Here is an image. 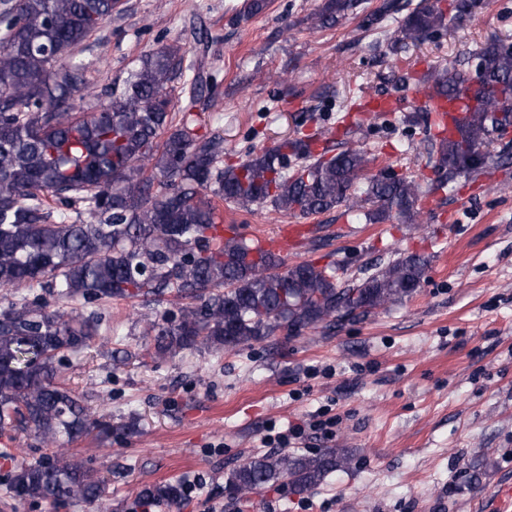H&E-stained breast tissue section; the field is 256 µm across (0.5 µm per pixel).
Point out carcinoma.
Masks as SVG:
<instances>
[{
	"label": "carcinoma",
	"instance_id": "cac0c4a2",
	"mask_svg": "<svg viewBox=\"0 0 512 512\" xmlns=\"http://www.w3.org/2000/svg\"><path fill=\"white\" fill-rule=\"evenodd\" d=\"M478 5L422 3L402 20L400 41L420 43L474 16ZM354 6L326 0L312 24L331 27ZM116 7V0H17L0 13L7 37L0 45V288L20 295L0 311V430H29L42 447L112 431L59 377L65 354L97 334L98 313L52 309V301L190 298L178 316L148 328L155 355L173 356L198 346L236 350L280 329L331 328L387 309L412 296L430 268L429 257L403 253L343 286L325 267L254 256L248 241L217 237L213 199L242 209L269 203L300 217L344 205L369 222L417 224L422 196L512 159L491 152L512 131V44L492 40L473 53L476 74L454 65L428 71L440 94L471 91L474 106L455 137L431 140L435 178L425 183L385 176L363 150L326 144L317 153L312 140L288 137L219 170L224 141L198 136L187 110L173 123L172 83L186 55L177 41L142 57L113 82L112 100L85 111L94 95L73 56ZM351 460L346 448L263 454L233 469L226 488L247 497L285 480L306 491ZM10 491L20 499L96 500L101 481L59 448L22 464ZM145 492L175 506L183 489L168 483Z\"/></svg>",
	"mask_w": 512,
	"mask_h": 512
}]
</instances>
